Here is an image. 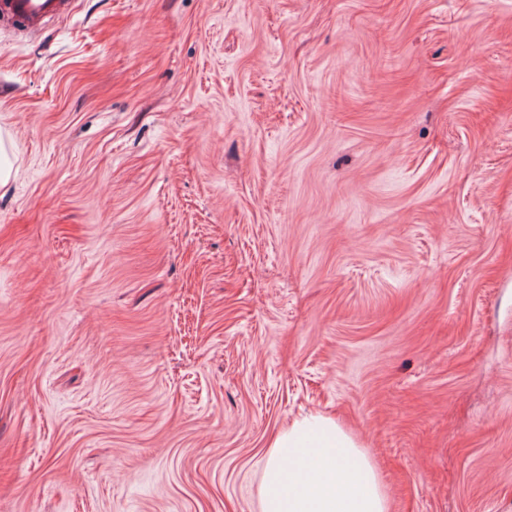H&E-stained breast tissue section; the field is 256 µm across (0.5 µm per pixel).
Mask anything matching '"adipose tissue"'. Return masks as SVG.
<instances>
[{"label":"adipose tissue","mask_w":512,"mask_h":512,"mask_svg":"<svg viewBox=\"0 0 512 512\" xmlns=\"http://www.w3.org/2000/svg\"><path fill=\"white\" fill-rule=\"evenodd\" d=\"M260 512H388L370 460L334 418L293 420L270 445Z\"/></svg>","instance_id":"obj_1"}]
</instances>
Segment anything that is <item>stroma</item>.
<instances>
[{
  "mask_svg": "<svg viewBox=\"0 0 512 512\" xmlns=\"http://www.w3.org/2000/svg\"><path fill=\"white\" fill-rule=\"evenodd\" d=\"M0 167V512H260L307 413L512 512V0H73Z\"/></svg>",
  "mask_w": 512,
  "mask_h": 512,
  "instance_id": "1",
  "label": "stroma"
}]
</instances>
